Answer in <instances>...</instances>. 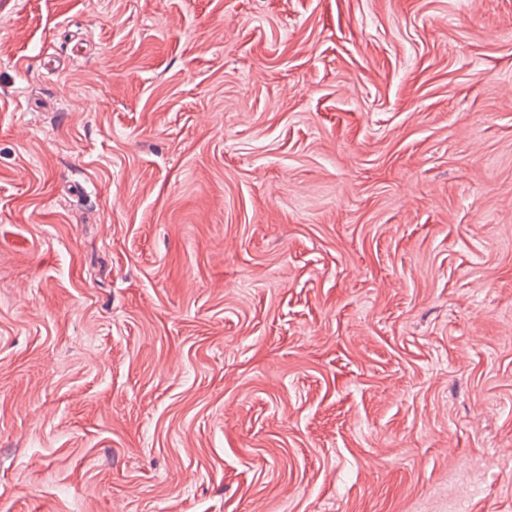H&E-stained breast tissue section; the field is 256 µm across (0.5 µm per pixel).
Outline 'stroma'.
Wrapping results in <instances>:
<instances>
[{
	"instance_id": "obj_1",
	"label": "stroma",
	"mask_w": 512,
	"mask_h": 512,
	"mask_svg": "<svg viewBox=\"0 0 512 512\" xmlns=\"http://www.w3.org/2000/svg\"><path fill=\"white\" fill-rule=\"evenodd\" d=\"M0 512H512V0H1Z\"/></svg>"
}]
</instances>
